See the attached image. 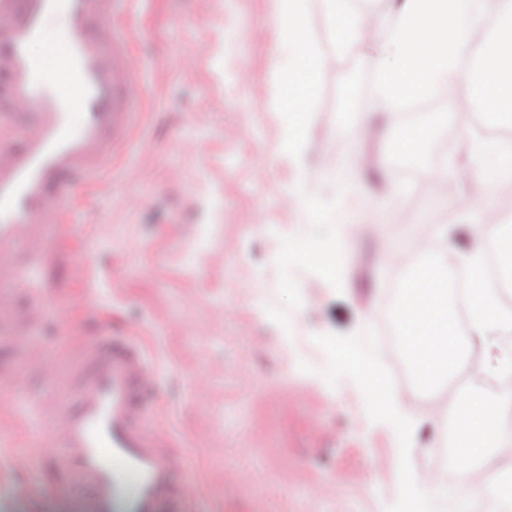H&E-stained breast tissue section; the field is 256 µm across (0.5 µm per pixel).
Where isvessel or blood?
<instances>
[{"label":"vessel or blood","mask_w":512,"mask_h":512,"mask_svg":"<svg viewBox=\"0 0 512 512\" xmlns=\"http://www.w3.org/2000/svg\"><path fill=\"white\" fill-rule=\"evenodd\" d=\"M140 0H0V295L26 293L22 314L0 307V392L21 415L43 465L91 497L85 512H185L195 491L179 443L155 418L159 363L138 328L87 338L68 366L42 355L28 332L51 291L40 270L51 246L39 231L60 223L82 183L125 143L143 94V65L114 25ZM63 381L31 395L26 374ZM0 419V473L22 466Z\"/></svg>","instance_id":"obj_1"}]
</instances>
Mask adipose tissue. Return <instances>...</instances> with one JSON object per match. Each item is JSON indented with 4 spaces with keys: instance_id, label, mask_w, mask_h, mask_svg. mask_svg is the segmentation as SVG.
I'll return each mask as SVG.
<instances>
[{
    "instance_id": "adipose-tissue-1",
    "label": "adipose tissue",
    "mask_w": 512,
    "mask_h": 512,
    "mask_svg": "<svg viewBox=\"0 0 512 512\" xmlns=\"http://www.w3.org/2000/svg\"><path fill=\"white\" fill-rule=\"evenodd\" d=\"M489 17L494 20L490 29L485 26ZM376 24L385 34L368 57L375 78L373 112L393 116L397 102L391 80L402 76L421 93L437 89L448 94L458 110L481 100L485 111L512 126V0H399L392 16L378 18ZM462 88L469 91L463 98L458 95ZM462 143V155L470 162L462 188L477 198L491 197L492 203L466 246L457 244L455 228L435 229L436 257L430 274L409 281L394 309L400 333L422 365L419 381L426 387L475 353L486 359L485 370L491 376L512 372V312L500 307L483 276L486 253L499 241H512V227L497 222L500 203L492 198L500 184L512 182V165L498 163L499 158L512 156V142L480 140L467 133ZM459 267L471 273L472 291L481 302L472 308L465 334L452 338L448 279ZM362 382L367 413L398 433L403 450L416 447L418 431L426 421L419 406L385 384L375 362H368ZM458 402L473 410L465 424V451L459 460L466 469L476 449L512 442V423L501 416L502 408L512 405V388H501L491 403L468 394ZM481 474V480L453 489L439 477L411 481L404 491L405 512H435L437 503L450 495L457 512H469L474 493L492 495L500 486L499 470L485 467Z\"/></svg>"
}]
</instances>
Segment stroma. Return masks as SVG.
<instances>
[{"mask_svg":"<svg viewBox=\"0 0 512 512\" xmlns=\"http://www.w3.org/2000/svg\"><path fill=\"white\" fill-rule=\"evenodd\" d=\"M273 0H143L120 25L144 64V97L127 141L103 175L87 181L65 216L75 230L56 237L42 276L52 290L32 343L47 356L65 326L75 358L100 326L137 323L162 366L157 414L186 441L195 480L188 512H400L406 478L431 469L426 447L402 456L386 424L364 409L351 369L330 386L336 349L353 345L384 377L392 363L377 334L390 315L394 282L408 267L384 262L387 244L443 224H472L480 210L440 200L433 174L456 177L454 142L465 132L490 139L483 112L461 121L440 102L412 125L429 145L417 178L394 166V144L353 136L359 118L346 96L336 19L319 0L310 27L325 62L308 122L309 184L336 163L374 157L377 177L358 183L376 201L375 231L351 233L342 289L294 270L302 303L289 310V333L271 320L277 305L279 239L309 229L303 211L284 205L295 168L280 143L277 76L290 53L271 22ZM208 54L189 62L198 39ZM374 333L355 335L362 318ZM15 512H80L87 491L62 484L30 459L14 472Z\"/></svg>","mask_w":512,"mask_h":512,"instance_id":"obj_1","label":"stroma"}]
</instances>
